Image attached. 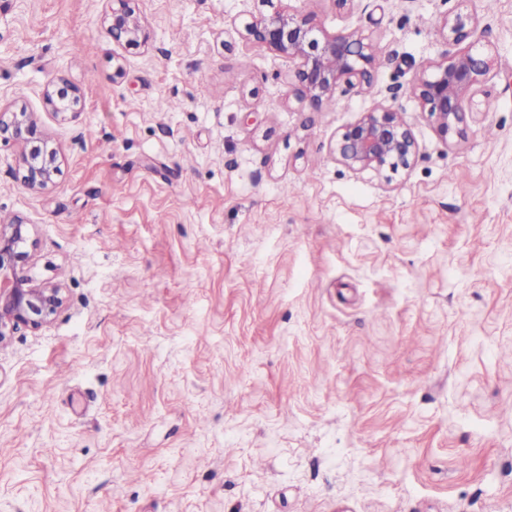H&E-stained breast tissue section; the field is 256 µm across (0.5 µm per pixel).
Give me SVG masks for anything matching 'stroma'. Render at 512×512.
<instances>
[{
  "label": "stroma",
  "mask_w": 512,
  "mask_h": 512,
  "mask_svg": "<svg viewBox=\"0 0 512 512\" xmlns=\"http://www.w3.org/2000/svg\"><path fill=\"white\" fill-rule=\"evenodd\" d=\"M361 29L371 89L299 102L240 36L269 0H0V106L60 153L0 217L65 303L0 346V512H512V0H471L492 109L442 138L411 87L457 0H287ZM81 104L57 118L48 85ZM417 143L390 176L339 164L362 112ZM119 2L117 9L112 8L107 33L112 41L126 46H140L145 41L144 28L137 14V0H114ZM44 97L46 104L62 120L68 119L69 114L77 113V106L80 104L77 89L63 79L48 86Z\"/></svg>",
  "instance_id": "obj_1"
}]
</instances>
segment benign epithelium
Masks as SVG:
<instances>
[{"mask_svg": "<svg viewBox=\"0 0 512 512\" xmlns=\"http://www.w3.org/2000/svg\"><path fill=\"white\" fill-rule=\"evenodd\" d=\"M117 2L107 33L118 44L141 45L145 33L137 0ZM478 25V18L468 10L444 16L439 34L454 50L427 62L412 88L421 110L445 136L460 132L466 115L475 112L476 97L484 93L496 65L494 55L481 42ZM244 31L246 42L294 62L291 85L296 97L318 110L335 95L352 89L360 92L375 80L377 49L358 29L331 34L318 27L311 15L281 9L252 17ZM45 102L66 120L77 113L80 97L75 87L60 79L47 87ZM37 135V120L30 113L0 108V145L20 148L18 178L30 191L49 188L58 167L57 150H27ZM332 152L336 162L352 171L394 173L411 167L417 144L398 109L378 103L336 137ZM29 237L30 225L19 220L0 225V344L20 325L38 329L47 324L64 303L60 286L40 284L29 274Z\"/></svg>", "mask_w": 512, "mask_h": 512, "instance_id": "benign-epithelium-1", "label": "benign epithelium"}]
</instances>
